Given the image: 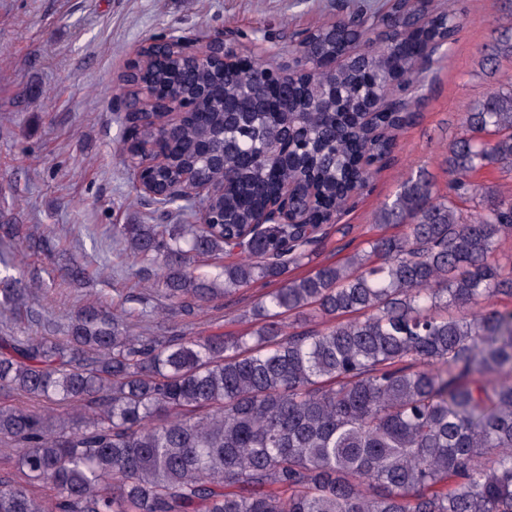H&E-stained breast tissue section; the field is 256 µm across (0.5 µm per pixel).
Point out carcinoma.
<instances>
[{
    "mask_svg": "<svg viewBox=\"0 0 512 512\" xmlns=\"http://www.w3.org/2000/svg\"><path fill=\"white\" fill-rule=\"evenodd\" d=\"M456 12L402 36L394 53L375 36L364 11L319 27L309 48L292 45L305 83L280 96L302 115L304 149L276 159L288 113L237 121L210 101L164 142L169 165L158 183H174L224 131V165L237 174L224 196L155 201L169 224H118L112 240L141 265L160 271L169 307L229 297L259 280L283 279L254 303L247 336L133 334L130 313L85 306L60 337L0 336V390L67 405L54 413L0 402V512H512V260L497 258L512 237V198L469 174L486 165L512 172V81L499 83L460 118L444 159L448 194L423 170L407 179L376 215L404 224L343 264L301 278L288 267L306 259L302 224L251 225L255 211L284 182L315 185V221L348 208L351 190L371 171L365 157L386 158L401 124L387 113V136L357 122L367 77L378 86L402 77L420 84L414 48L451 39ZM366 45L348 57L347 43ZM512 54V0L506 22L481 56L495 74ZM270 68L258 59L227 76L181 62L141 69L126 87L206 86L233 108ZM469 202L463 209L459 202ZM206 207L224 223L206 225ZM234 251L224 287L196 274L195 259ZM24 281L0 279V306L20 315ZM320 320L322 329L290 332L276 318ZM49 488L50 498L30 486Z\"/></svg>",
    "mask_w": 512,
    "mask_h": 512,
    "instance_id": "1",
    "label": "carcinoma"
}]
</instances>
